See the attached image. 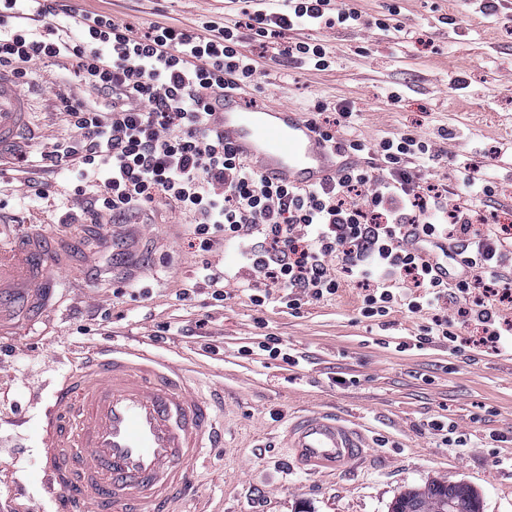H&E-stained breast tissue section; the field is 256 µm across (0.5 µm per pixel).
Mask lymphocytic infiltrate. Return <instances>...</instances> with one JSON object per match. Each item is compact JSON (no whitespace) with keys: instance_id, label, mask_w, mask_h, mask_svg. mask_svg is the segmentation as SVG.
Returning a JSON list of instances; mask_svg holds the SVG:
<instances>
[{"instance_id":"lymphocytic-infiltrate-1","label":"lymphocytic infiltrate","mask_w":512,"mask_h":512,"mask_svg":"<svg viewBox=\"0 0 512 512\" xmlns=\"http://www.w3.org/2000/svg\"><path fill=\"white\" fill-rule=\"evenodd\" d=\"M233 25L209 20L188 30L157 22L140 28L108 13H80L72 0H0V69L28 85L31 67L61 62L63 83L103 93L105 102L59 94L71 136L47 143L38 159L13 156L11 169L35 166L87 196L63 224L121 223L164 205L192 215L191 244L211 251L235 244L250 271L240 284L256 307L291 312L336 296L344 281L360 290L359 313L376 320L400 307L429 311L417 347L456 345L470 324L494 353L512 351V225L488 224L471 206L490 196V173L464 164L467 205L450 203L435 181L436 146L409 133L368 141L349 134L351 111L314 119L320 137L376 164L352 166L328 187L273 184L237 157L222 132L207 128L213 97L253 88L257 67L241 50L243 32L274 55L315 69L331 56L317 30L399 28L397 19L365 18L352 0H283L246 5ZM75 33H68L65 19ZM309 31L288 40V32Z\"/></svg>"}]
</instances>
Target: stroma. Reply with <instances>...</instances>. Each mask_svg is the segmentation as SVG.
Wrapping results in <instances>:
<instances>
[{
    "label": "stroma",
    "instance_id": "1",
    "mask_svg": "<svg viewBox=\"0 0 512 512\" xmlns=\"http://www.w3.org/2000/svg\"><path fill=\"white\" fill-rule=\"evenodd\" d=\"M88 11H107L136 26L161 22L187 29L206 20H240L235 0H75ZM363 15L397 16L404 31L338 28L318 32L332 64L317 70L283 57H264L251 37L241 50L256 58V101L313 113L353 111L354 132L366 139L413 133L432 140L443 158L434 173L457 192V157L476 166L483 151L498 150L491 196L476 208L489 224L512 225V0L497 16L478 0H357ZM57 63L36 64L25 93L37 132L27 152L67 137L58 112L59 89L90 99L98 91L62 85ZM26 175L0 179V219L18 233L63 236L75 255L92 252L95 267H75L58 283L49 306L1 336L0 512H53L41 486L45 462L37 400L80 363L83 347L150 343L160 356L190 363L201 379L224 388V450L194 472L186 512H390L401 492L431 480L474 488L482 512H512V354L473 347L476 329L457 348L413 342L425 313L396 311L379 321L358 313L356 286L313 302L292 315L257 309L236 287L243 274L224 245L191 248L188 215L163 207L147 227V248L113 252L108 224H59L75 197L23 202ZM224 273L229 291L213 301L197 282L204 266ZM148 293L119 295L129 267ZM189 297H181L182 289ZM170 331L163 340L161 325ZM274 336L301 361L269 358L257 345ZM253 348L241 357L242 347ZM323 408L356 420L373 438L369 459L347 473L310 477L292 466L277 428L290 413ZM439 419L450 434H431ZM500 441H493V434Z\"/></svg>",
    "mask_w": 512,
    "mask_h": 512
}]
</instances>
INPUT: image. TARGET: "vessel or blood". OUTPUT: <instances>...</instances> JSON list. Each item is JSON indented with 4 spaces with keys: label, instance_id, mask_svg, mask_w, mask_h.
I'll list each match as a JSON object with an SVG mask.
<instances>
[{
    "label": "vessel or blood",
    "instance_id": "1",
    "mask_svg": "<svg viewBox=\"0 0 512 512\" xmlns=\"http://www.w3.org/2000/svg\"><path fill=\"white\" fill-rule=\"evenodd\" d=\"M209 125L282 186H327L346 165L288 106L252 104L228 92ZM28 128L27 100L0 71V150ZM70 267L64 245L35 234L0 235V333L21 312L40 309L43 289ZM186 371L136 346L93 347L49 397L46 490L70 493L73 512H176L192 482L188 464L224 445L223 391L192 386ZM283 442L295 466L312 476L343 473L372 448L356 422L333 411L288 420Z\"/></svg>",
    "mask_w": 512,
    "mask_h": 512
}]
</instances>
